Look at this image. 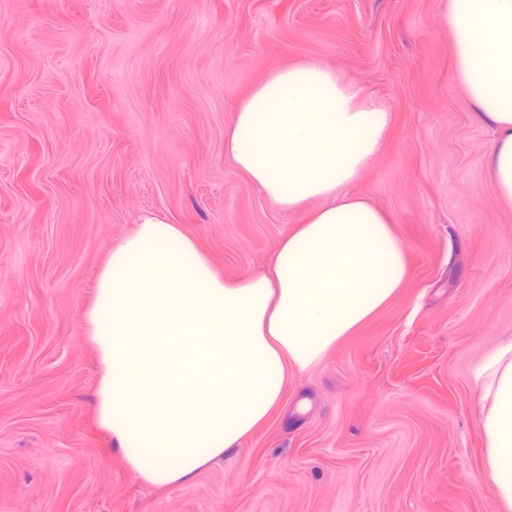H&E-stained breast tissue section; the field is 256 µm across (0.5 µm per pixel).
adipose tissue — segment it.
<instances>
[{"instance_id": "adipose-tissue-1", "label": "adipose tissue", "mask_w": 512, "mask_h": 512, "mask_svg": "<svg viewBox=\"0 0 512 512\" xmlns=\"http://www.w3.org/2000/svg\"><path fill=\"white\" fill-rule=\"evenodd\" d=\"M454 77L495 133L486 164L512 207V0H448ZM387 108L345 74L303 58L237 104L226 152L300 216L269 272L231 281L177 225L138 217L112 247L83 311L101 365L97 417L144 483L185 484L280 405L289 371L321 362L409 276L386 210L346 194L376 157ZM484 479L512 512V340L475 368Z\"/></svg>"}]
</instances>
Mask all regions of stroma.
<instances>
[{
  "mask_svg": "<svg viewBox=\"0 0 512 512\" xmlns=\"http://www.w3.org/2000/svg\"><path fill=\"white\" fill-rule=\"evenodd\" d=\"M445 0H0V512H500L475 366L512 340V209L453 79ZM324 61L387 104L347 186L410 274L193 481L145 484L97 420L82 310L112 245L168 217L224 278L299 222L230 160L237 98Z\"/></svg>",
  "mask_w": 512,
  "mask_h": 512,
  "instance_id": "35a3bbf8",
  "label": "stroma"
}]
</instances>
